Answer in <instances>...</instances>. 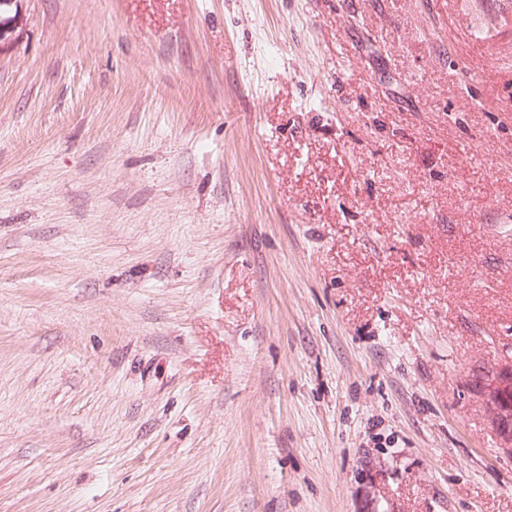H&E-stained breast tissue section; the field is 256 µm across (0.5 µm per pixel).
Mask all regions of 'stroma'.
I'll return each mask as SVG.
<instances>
[{"label":"stroma","mask_w":512,"mask_h":512,"mask_svg":"<svg viewBox=\"0 0 512 512\" xmlns=\"http://www.w3.org/2000/svg\"><path fill=\"white\" fill-rule=\"evenodd\" d=\"M512 0L0 7V512H512Z\"/></svg>","instance_id":"1"}]
</instances>
